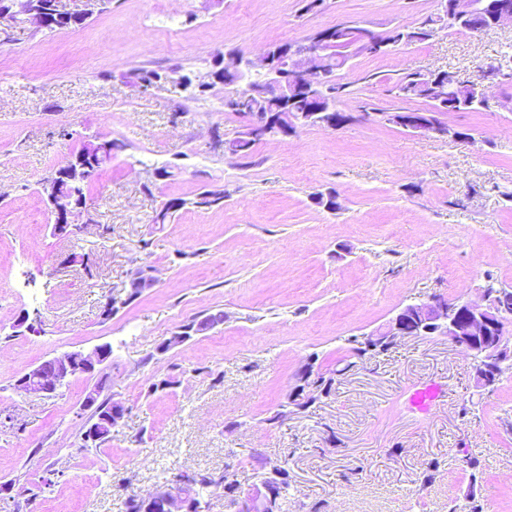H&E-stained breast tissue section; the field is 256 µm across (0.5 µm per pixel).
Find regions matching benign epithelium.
Returning <instances> with one entry per match:
<instances>
[{
  "mask_svg": "<svg viewBox=\"0 0 512 512\" xmlns=\"http://www.w3.org/2000/svg\"><path fill=\"white\" fill-rule=\"evenodd\" d=\"M485 0H442L440 8L448 17L465 23V29L481 32L486 27L474 22L484 10ZM32 25L41 24L38 12L31 0H9V6L0 10V25L18 22ZM381 45L374 39V33L362 29L358 42L352 46L351 54L380 51ZM213 66L218 71L230 69L240 75L244 87L251 88L252 78L261 77L262 89L268 95L288 100V95L302 91L314 97L315 90L330 78L328 67L324 63L320 45L303 40L282 46L274 57L267 54L257 62H248V68H240V62L225 61L218 55ZM225 106L251 113L252 122L241 135L255 140L270 137L293 135L302 124L306 113L280 114L250 112L249 97L241 92L237 97L225 101ZM390 120L402 128L420 135L441 134L447 132L442 125L421 112H395ZM94 167L81 160L69 159L61 166L56 177L45 182L43 192L51 214L54 216L53 232L69 235L81 230L90 222L87 200L79 191V183L88 180ZM155 282L153 269L149 266L138 268L130 281V288H149ZM412 325L416 338L445 336L465 356L473 361L476 387L486 389L493 385L500 374L502 364L512 360V333L508 326L512 324V307L500 303L493 294L480 292L476 301L450 302L441 297H432L421 304H407L385 324L368 334L357 337L358 346L369 352H383L405 337ZM111 356V347L107 344L96 346L90 352L74 350L54 355L41 364L22 374L15 382L18 390L50 396L69 378L77 375H92L99 371ZM315 369L313 364L305 365L298 374V384L287 396V411L277 414L286 418L307 410L308 402L316 400L312 392ZM125 408L114 402L110 410L91 419L83 432L85 446L95 445L103 439L105 431L116 426L123 418ZM285 472L280 466H273L262 474L258 484L251 491L237 498L234 507L238 512H276V503L282 492ZM194 483L191 474L181 471L171 480L143 497L148 512H203L202 505L191 499L185 492Z\"/></svg>",
  "mask_w": 512,
  "mask_h": 512,
  "instance_id": "benign-epithelium-1",
  "label": "benign epithelium"
}]
</instances>
